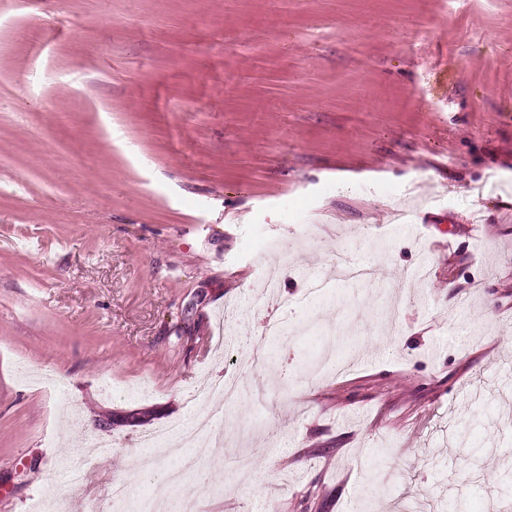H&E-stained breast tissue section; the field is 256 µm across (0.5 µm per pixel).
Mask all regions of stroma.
Segmentation results:
<instances>
[{"mask_svg": "<svg viewBox=\"0 0 512 512\" xmlns=\"http://www.w3.org/2000/svg\"><path fill=\"white\" fill-rule=\"evenodd\" d=\"M339 251L374 280L305 299ZM211 410L168 512H512V0H0V512L93 439L143 495ZM209 430V418L206 416H199L195 424L190 427L176 424L170 425L164 429L158 430L154 433L144 435L140 438V443L144 447H153L161 441H165L172 434L177 436L178 448H201L200 451L206 452L204 448H210V442L207 436Z\"/></svg>", "mask_w": 512, "mask_h": 512, "instance_id": "stroma-1", "label": "stroma"}]
</instances>
